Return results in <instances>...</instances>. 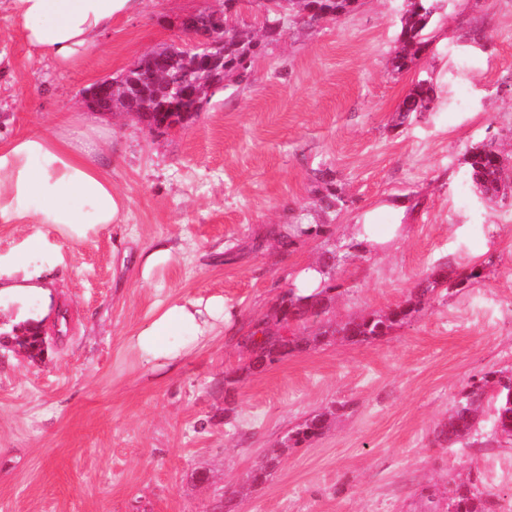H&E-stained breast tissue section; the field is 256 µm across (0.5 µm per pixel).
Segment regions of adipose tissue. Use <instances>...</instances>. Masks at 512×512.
I'll list each match as a JSON object with an SVG mask.
<instances>
[{
    "label": "adipose tissue",
    "instance_id": "1",
    "mask_svg": "<svg viewBox=\"0 0 512 512\" xmlns=\"http://www.w3.org/2000/svg\"><path fill=\"white\" fill-rule=\"evenodd\" d=\"M142 0H10L28 47L61 72L78 69L112 25L141 8ZM73 121L32 136L0 143V215L15 223L51 225L68 239L84 241L121 223L126 198L115 190L100 163V149L87 125L82 137L65 128ZM43 244L26 241L23 248L0 258V315L13 326L30 328L52 321L59 295L52 281L30 269L29 258ZM223 306L198 301L166 305L141 325L133 339L146 363L175 357L179 336L204 337L224 320Z\"/></svg>",
    "mask_w": 512,
    "mask_h": 512
}]
</instances>
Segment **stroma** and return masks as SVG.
<instances>
[{"instance_id": "stroma-1", "label": "stroma", "mask_w": 512, "mask_h": 512, "mask_svg": "<svg viewBox=\"0 0 512 512\" xmlns=\"http://www.w3.org/2000/svg\"><path fill=\"white\" fill-rule=\"evenodd\" d=\"M406 0H358L338 20L290 19L264 42L244 81L225 80L176 131L123 112L98 114L122 223L74 242L47 224L0 217V255L44 239L33 266L57 263L64 332L40 357L0 345V512H210L244 484L289 428L335 408L331 428L289 451L236 512H423L449 475L481 476L512 500V445L439 444L469 380L512 369V193L480 199L464 158L496 140L512 154V0H448L431 46L394 72ZM224 0H143L84 64L63 74L31 52L0 8V140L37 133L59 113L87 111L83 93L120 78L146 52L185 46L182 20ZM431 79V112L399 107ZM344 203L323 210L324 178ZM367 218L406 235L388 252L346 244ZM307 225L308 235L286 231ZM169 260L143 273L155 241ZM337 255L333 317L404 303L438 263L480 264L482 279L438 292L381 340L336 342L243 374L241 339L291 288L302 266ZM223 300L229 326L175 364H145L132 345L161 302ZM238 377L232 401L225 376Z\"/></svg>"}]
</instances>
